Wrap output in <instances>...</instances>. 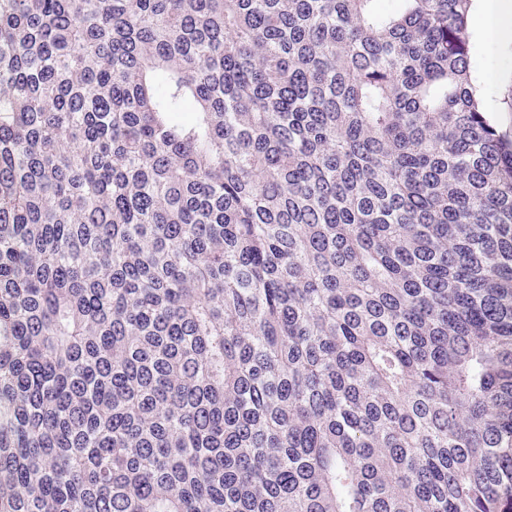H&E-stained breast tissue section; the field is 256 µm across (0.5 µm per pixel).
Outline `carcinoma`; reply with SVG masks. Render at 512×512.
Masks as SVG:
<instances>
[{
    "mask_svg": "<svg viewBox=\"0 0 512 512\" xmlns=\"http://www.w3.org/2000/svg\"><path fill=\"white\" fill-rule=\"evenodd\" d=\"M374 2L0 0V512H512V140Z\"/></svg>",
    "mask_w": 512,
    "mask_h": 512,
    "instance_id": "1",
    "label": "carcinoma"
}]
</instances>
